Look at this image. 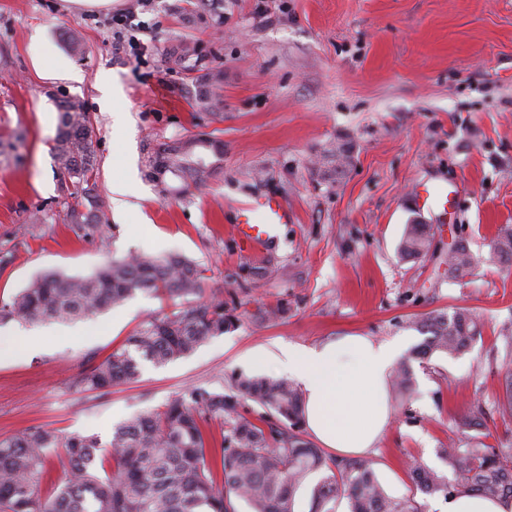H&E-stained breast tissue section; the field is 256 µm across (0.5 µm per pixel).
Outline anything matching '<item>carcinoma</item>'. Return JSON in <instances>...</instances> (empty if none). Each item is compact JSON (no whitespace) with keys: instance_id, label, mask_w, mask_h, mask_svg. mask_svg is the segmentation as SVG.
I'll list each match as a JSON object with an SVG mask.
<instances>
[{"instance_id":"obj_1","label":"carcinoma","mask_w":512,"mask_h":512,"mask_svg":"<svg viewBox=\"0 0 512 512\" xmlns=\"http://www.w3.org/2000/svg\"><path fill=\"white\" fill-rule=\"evenodd\" d=\"M56 107L52 158L70 181V196L90 204L86 212L68 206L66 220L78 237L97 238L104 245L91 116L76 98H58ZM202 149L220 154L216 142L189 137L148 158L150 176L161 191H170L168 174L181 179L187 189L207 183L214 165ZM434 237L433 225L408 224L398 254L408 260L424 258ZM504 260L512 261L509 227L497 235L486 258L491 263ZM473 265L474 257L461 243L448 257L455 279L469 274ZM159 286L186 298V305L144 321L121 346L75 378L86 391L106 393L135 380L143 364L159 367L185 357L236 326L238 318L222 293L203 296L200 271L192 260L178 254L135 253L107 261L89 276L50 271L0 300V324L85 319ZM417 328L427 338L394 375L393 387L400 396L414 386L411 361L436 353L463 354L480 335L479 323L467 308L427 313ZM247 400L262 410L255 421L239 412ZM303 406L302 394L292 382L241 374L228 392L192 386L161 409L131 416L105 444L95 434L30 427L0 440V512H238L240 502L251 512H295L296 495L314 474L319 479L311 489L310 512H336V502L342 499L349 512H424L416 500L419 494L448 497L474 492L512 499V446L491 448L485 443L479 404L465 422L471 434L462 444L440 450L452 476L414 460L409 468L410 495L402 498L386 493L372 460L340 464L307 440ZM272 418L279 424L270 422ZM210 419L224 423L217 448L204 430ZM57 448L63 449L65 479L46 494V457Z\"/></svg>"}]
</instances>
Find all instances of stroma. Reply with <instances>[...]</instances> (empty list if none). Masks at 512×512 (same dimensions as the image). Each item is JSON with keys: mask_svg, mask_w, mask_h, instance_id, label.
<instances>
[{"mask_svg": "<svg viewBox=\"0 0 512 512\" xmlns=\"http://www.w3.org/2000/svg\"><path fill=\"white\" fill-rule=\"evenodd\" d=\"M125 11L123 24L111 21ZM82 36L79 49L65 40ZM118 89L101 111L97 76ZM208 94L206 107L198 98ZM92 116L97 192L107 242L78 238L64 219L68 179L54 165L59 96ZM198 133L219 141L208 183L160 194L146 161ZM342 147L343 167L329 152ZM128 187L126 210L112 187ZM448 188V214L419 207L418 184ZM272 195L291 216L262 247L233 234L237 210ZM439 243L422 260L397 246L413 222ZM512 227V0H0V300L49 269L88 275L130 253L195 261L205 290L234 303L237 326L105 395L73 380L148 317L182 298L136 294L91 320L32 328L0 325V439L30 426L98 435L162 408L185 388L231 384L260 367L250 350L274 342L316 346L349 334L424 340L415 320L474 310L482 335L459 356L412 361L413 392L372 454L393 497L408 495V465L445 470L438 451L461 439L474 404L488 412L492 446L512 444L498 405L512 376V265L485 259ZM479 264L448 277V239ZM284 305L286 314L265 319ZM37 343H29V336Z\"/></svg>", "mask_w": 512, "mask_h": 512, "instance_id": "35a3bbf8", "label": "stroma"}]
</instances>
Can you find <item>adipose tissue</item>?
Segmentation results:
<instances>
[{
  "label": "adipose tissue",
  "instance_id": "ef3b65f1",
  "mask_svg": "<svg viewBox=\"0 0 512 512\" xmlns=\"http://www.w3.org/2000/svg\"><path fill=\"white\" fill-rule=\"evenodd\" d=\"M399 355L397 343L344 336L321 346L262 347L249 357L275 365L300 385L304 423L323 447L363 455L392 420L387 382Z\"/></svg>",
  "mask_w": 512,
  "mask_h": 512
}]
</instances>
